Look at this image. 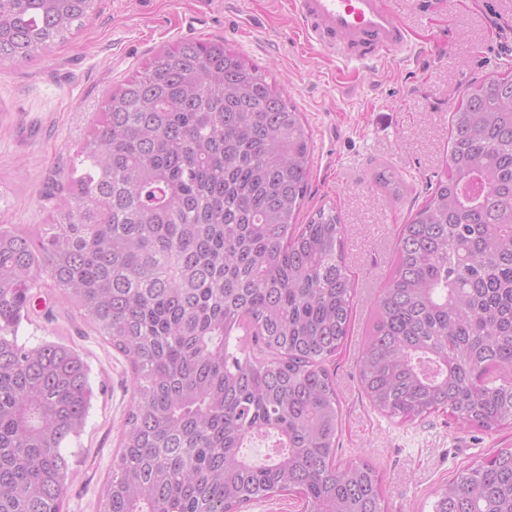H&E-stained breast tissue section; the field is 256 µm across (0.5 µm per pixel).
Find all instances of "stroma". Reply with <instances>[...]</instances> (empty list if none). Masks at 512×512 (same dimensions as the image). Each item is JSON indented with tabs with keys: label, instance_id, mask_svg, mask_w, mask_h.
<instances>
[{
	"label": "stroma",
	"instance_id": "1",
	"mask_svg": "<svg viewBox=\"0 0 512 512\" xmlns=\"http://www.w3.org/2000/svg\"><path fill=\"white\" fill-rule=\"evenodd\" d=\"M424 53L352 71L307 48L285 0H96L85 28L32 61L0 64V224L50 223L54 196L112 91L155 51L224 39L283 86L312 131V177L299 221L336 209L346 226L345 262L355 284L350 332L329 365L342 410L337 456L382 474L389 512H432L434 493L497 449L492 433L436 412L415 422L374 410L358 359L374 301L394 261L400 224L443 170L448 119L465 84L512 71V0H391ZM388 165L407 188L395 200L374 186ZM18 339L61 341L87 360L95 397L69 454L62 512H98L132 401L127 359L68 306L47 299Z\"/></svg>",
	"mask_w": 512,
	"mask_h": 512
}]
</instances>
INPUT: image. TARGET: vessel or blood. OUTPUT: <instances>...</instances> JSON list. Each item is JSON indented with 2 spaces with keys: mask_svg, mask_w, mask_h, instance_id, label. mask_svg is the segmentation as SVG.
<instances>
[{
  "mask_svg": "<svg viewBox=\"0 0 512 512\" xmlns=\"http://www.w3.org/2000/svg\"><path fill=\"white\" fill-rule=\"evenodd\" d=\"M304 41L348 65H368L411 49L410 33L388 0H289Z\"/></svg>",
  "mask_w": 512,
  "mask_h": 512,
  "instance_id": "vessel-or-blood-1",
  "label": "vessel or blood"
}]
</instances>
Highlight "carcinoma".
<instances>
[{
  "mask_svg": "<svg viewBox=\"0 0 512 512\" xmlns=\"http://www.w3.org/2000/svg\"><path fill=\"white\" fill-rule=\"evenodd\" d=\"M95 0H0V64L79 31ZM445 171L399 231L359 359L372 405L512 427V80L470 81ZM313 141L284 91L224 40L156 51L113 91L53 222L0 224V512H62L94 396L72 346L18 340L47 287L127 358L134 393L99 512H386L368 462L336 463L325 362L354 281L336 210L296 223ZM393 198L403 178L379 166ZM243 331L267 354L230 351ZM274 439L263 463L242 452ZM433 512H512V448L443 485ZM244 510V512H300L301 508L297 510L296 500L292 499V496L279 495L255 501Z\"/></svg>",
  "mask_w": 512,
  "mask_h": 512,
  "instance_id": "carcinoma-1",
  "label": "carcinoma"
}]
</instances>
